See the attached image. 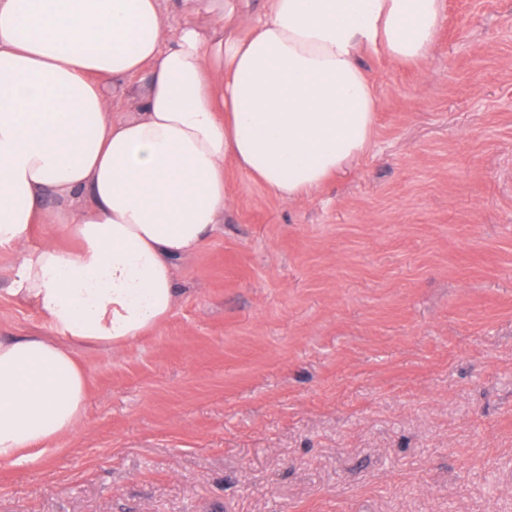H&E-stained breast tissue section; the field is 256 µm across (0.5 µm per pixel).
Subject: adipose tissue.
Wrapping results in <instances>:
<instances>
[{
    "label": "adipose tissue",
    "mask_w": 512,
    "mask_h": 512,
    "mask_svg": "<svg viewBox=\"0 0 512 512\" xmlns=\"http://www.w3.org/2000/svg\"><path fill=\"white\" fill-rule=\"evenodd\" d=\"M0 0V248L44 336H0V464L74 434L76 354L115 352L179 301L176 261L232 203L226 166L302 202L370 148L361 59L425 63L445 0ZM136 114L112 115L116 89ZM35 224L76 241L29 249Z\"/></svg>",
    "instance_id": "ef3b65f1"
}]
</instances>
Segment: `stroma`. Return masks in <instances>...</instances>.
<instances>
[{"mask_svg": "<svg viewBox=\"0 0 512 512\" xmlns=\"http://www.w3.org/2000/svg\"><path fill=\"white\" fill-rule=\"evenodd\" d=\"M427 66L367 56L372 145L310 200L230 170L181 299L79 350L78 431L0 512H512V0H445ZM0 275V336L45 334Z\"/></svg>", "mask_w": 512, "mask_h": 512, "instance_id": "35a3bbf8", "label": "stroma"}]
</instances>
